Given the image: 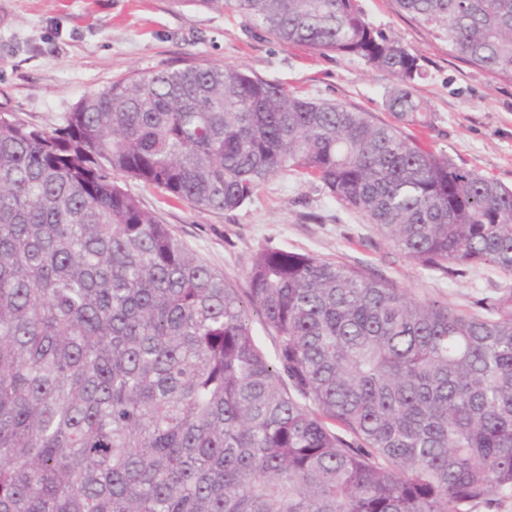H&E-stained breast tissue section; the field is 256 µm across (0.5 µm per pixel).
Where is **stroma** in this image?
<instances>
[{
  "mask_svg": "<svg viewBox=\"0 0 512 512\" xmlns=\"http://www.w3.org/2000/svg\"><path fill=\"white\" fill-rule=\"evenodd\" d=\"M369 21L416 56L424 77L416 94L433 114L416 135L457 164L512 188V82L449 55L434 25L395 0H361ZM235 65L287 82L315 100L386 117L387 71L353 57L286 47L244 15L199 0H0V112L49 128L87 93L113 80L187 58ZM122 186L234 287L246 289L255 251L287 248L348 266H365L422 298L470 310L481 296L512 288V276L481 265L463 277L421 268L396 253L361 218L320 186L277 175L254 201L208 212L169 200L133 179Z\"/></svg>",
  "mask_w": 512,
  "mask_h": 512,
  "instance_id": "1",
  "label": "stroma"
}]
</instances>
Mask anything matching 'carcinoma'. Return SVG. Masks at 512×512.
<instances>
[{
	"label": "carcinoma",
	"instance_id": "carcinoma-1",
	"mask_svg": "<svg viewBox=\"0 0 512 512\" xmlns=\"http://www.w3.org/2000/svg\"><path fill=\"white\" fill-rule=\"evenodd\" d=\"M385 70L392 120L231 65L0 113V512H475L512 497V289L478 310L255 252L240 293L118 182L232 212L316 181L410 262L512 275V189L406 133L423 72L359 0H198ZM512 80V0H396ZM261 316L270 360L249 325Z\"/></svg>",
	"mask_w": 512,
	"mask_h": 512
}]
</instances>
